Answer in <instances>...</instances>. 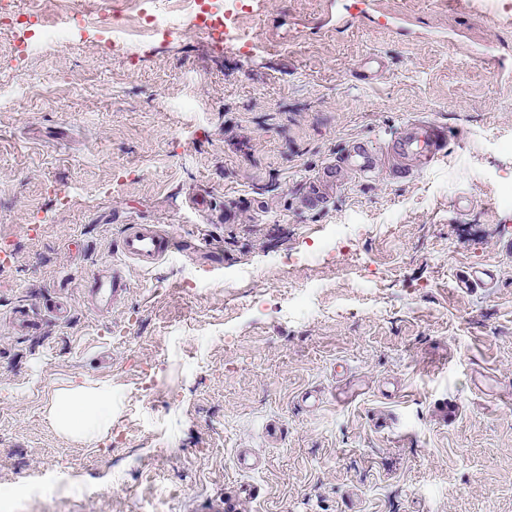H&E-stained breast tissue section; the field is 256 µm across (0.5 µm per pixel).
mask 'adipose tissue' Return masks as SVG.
<instances>
[{"mask_svg": "<svg viewBox=\"0 0 512 512\" xmlns=\"http://www.w3.org/2000/svg\"><path fill=\"white\" fill-rule=\"evenodd\" d=\"M115 400L111 387H74L57 393L51 409L54 426L73 437L94 440L112 426Z\"/></svg>", "mask_w": 512, "mask_h": 512, "instance_id": "ef3b65f1", "label": "adipose tissue"}]
</instances>
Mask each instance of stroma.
<instances>
[{
  "instance_id": "1",
  "label": "stroma",
  "mask_w": 512,
  "mask_h": 512,
  "mask_svg": "<svg viewBox=\"0 0 512 512\" xmlns=\"http://www.w3.org/2000/svg\"><path fill=\"white\" fill-rule=\"evenodd\" d=\"M351 2L251 0L221 47L103 53L81 0L0 32V485L47 489L12 512H512V0ZM419 119L447 149L406 174ZM128 224L180 248L104 311ZM76 386L122 396L92 443L47 418ZM445 143V133L435 123L411 122L395 141L392 151L397 159L417 160L430 166L440 159ZM348 167L353 170L366 172L375 168L377 155L374 150L363 143H353L351 149L344 158ZM87 296L102 308H111L128 288V278L120 264L112 265V275L92 273L84 281Z\"/></svg>"
}]
</instances>
